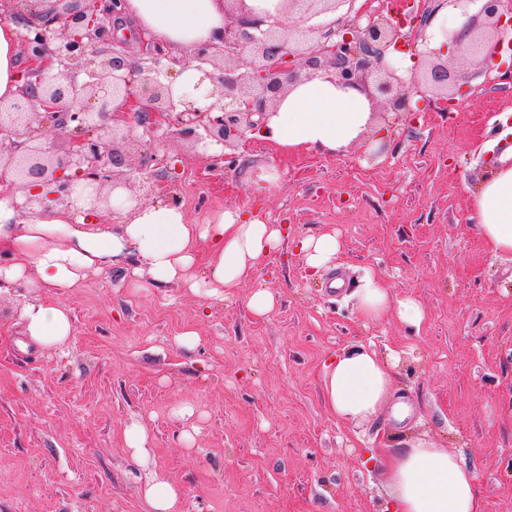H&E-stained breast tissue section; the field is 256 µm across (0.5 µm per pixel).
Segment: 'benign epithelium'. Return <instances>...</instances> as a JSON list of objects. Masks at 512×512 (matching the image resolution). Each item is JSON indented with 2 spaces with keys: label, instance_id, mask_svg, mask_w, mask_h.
<instances>
[{
  "label": "benign epithelium",
  "instance_id": "1",
  "mask_svg": "<svg viewBox=\"0 0 512 512\" xmlns=\"http://www.w3.org/2000/svg\"><path fill=\"white\" fill-rule=\"evenodd\" d=\"M224 7V29L217 42L197 46L190 58L173 57L160 47L142 44L150 56V73L130 57L112 48L111 29L90 13L84 0H57L44 20L21 2L19 17L25 33L21 48L30 62L20 97L0 100V194H21L17 209L25 213L49 199L73 204L78 180L93 188L90 210L108 193L130 185L119 180V170L143 174L161 163L156 154L138 152L129 163L136 128L152 140L185 141L193 145L209 139L226 151L209 156L210 166L221 167L230 151L248 132L264 126L267 112L285 90L305 72L330 69L336 80L366 86L368 76L387 96L392 111L408 110V82L398 74L388 54L406 28L423 37L429 22L426 10L411 12L409 22L382 8L354 10L351 0H288V13L305 19L348 6L353 18L330 24L290 29L244 8L243 0ZM468 12L469 38L455 42L458 56L484 63L483 46L495 34L512 28L509 0H450ZM250 60H242L243 53ZM193 66L212 82L208 97L217 101L202 110L194 102L173 97L167 79L177 68ZM86 72L96 81L81 83ZM422 80L439 100L450 103L461 92L448 63L432 55L423 58Z\"/></svg>",
  "mask_w": 512,
  "mask_h": 512
}]
</instances>
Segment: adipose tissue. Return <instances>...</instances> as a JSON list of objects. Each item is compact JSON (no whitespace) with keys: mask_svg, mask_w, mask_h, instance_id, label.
Here are the masks:
<instances>
[{"mask_svg":"<svg viewBox=\"0 0 512 512\" xmlns=\"http://www.w3.org/2000/svg\"><path fill=\"white\" fill-rule=\"evenodd\" d=\"M125 12L147 39L178 52L215 40L224 26V0H126ZM431 50L448 53L454 41L468 37L467 19L439 5L425 30ZM19 43L13 22L0 23V100L16 98L24 85ZM375 124L368 91L337 83L318 71L286 86L271 108L261 136L278 152L337 154L363 144ZM90 189L77 184L73 206L50 203L21 214L15 197H0V290L18 285L36 288V298L20 309L25 336L41 346L60 347L73 333L70 311L61 293L82 287L87 271H103L114 261L133 258V287L141 277L162 288L178 284L192 293L230 294L263 267L282 243L277 225L243 218L240 211L213 212L204 222L182 206L156 202L135 206L123 190L112 205L124 221L119 229L102 223L99 212L82 213ZM471 221L486 246L512 253V166L500 164L471 197ZM364 323L395 318L414 326L425 319L413 298H393L382 276L365 271L356 291ZM392 363L359 345L333 355L323 365L322 391L327 410L349 424L366 421L389 399ZM387 490L384 512H485L477 474L451 448L418 442L399 454L378 449L375 456Z\"/></svg>","mask_w":512,"mask_h":512,"instance_id":"obj_1","label":"adipose tissue"}]
</instances>
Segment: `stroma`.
I'll use <instances>...</instances> for the list:
<instances>
[{"mask_svg": "<svg viewBox=\"0 0 512 512\" xmlns=\"http://www.w3.org/2000/svg\"><path fill=\"white\" fill-rule=\"evenodd\" d=\"M462 84L451 107L416 85L417 112L378 114L362 145L336 155L286 157L252 133L213 171L203 148L163 143L178 170L152 171L158 191L197 220L261 213L284 242L222 299L132 288L122 262L89 274L62 296L73 336L56 349L19 344L34 289L1 295L0 512H150L145 469L123 443L134 421L149 430V469L184 489V512H382L371 451L418 438L475 466L485 512H512V254L493 253L468 220L499 165L512 79L471 68ZM268 169L277 180L255 192ZM321 234L339 251L316 273L294 242ZM367 270L417 300L423 323H364L354 290ZM260 288L275 298L264 316L247 306ZM188 329L202 338L191 352L177 344ZM359 344L393 355L405 421L387 405L357 427L326 410L322 362ZM181 402L195 409L190 445L171 413Z\"/></svg>", "mask_w": 512, "mask_h": 512, "instance_id": "stroma-1", "label": "stroma"}]
</instances>
